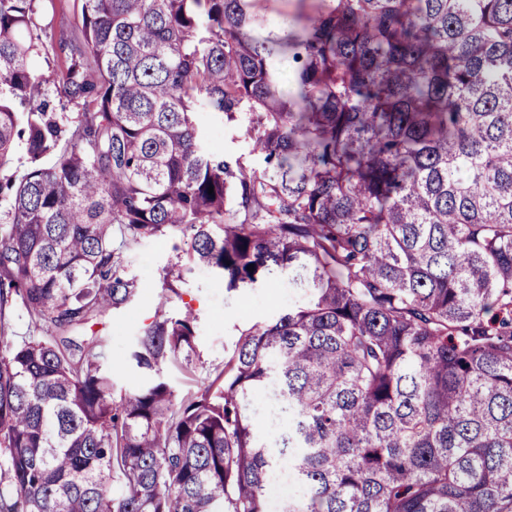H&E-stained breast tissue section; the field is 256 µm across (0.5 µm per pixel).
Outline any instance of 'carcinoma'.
<instances>
[{
    "label": "carcinoma",
    "mask_w": 512,
    "mask_h": 512,
    "mask_svg": "<svg viewBox=\"0 0 512 512\" xmlns=\"http://www.w3.org/2000/svg\"><path fill=\"white\" fill-rule=\"evenodd\" d=\"M255 2L81 0L57 40L54 0H0V512H264L284 460V512H512V0H319L279 38ZM155 239L177 262L117 397L111 337L71 334L145 293ZM198 266L307 300L177 394ZM18 310L37 335L8 342ZM198 122L212 150L239 158L246 166L256 170L263 167L262 158L252 152L251 145L244 139L240 128L226 124L220 116L209 112L199 113ZM113 367V383L116 396L132 393L143 383V378L137 369L123 365H113Z\"/></svg>",
    "instance_id": "carcinoma-1"
}]
</instances>
